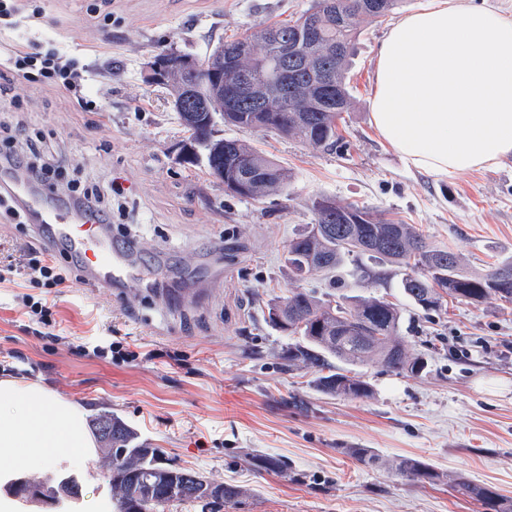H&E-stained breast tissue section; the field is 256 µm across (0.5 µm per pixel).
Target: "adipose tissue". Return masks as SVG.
Listing matches in <instances>:
<instances>
[{
	"label": "adipose tissue",
	"instance_id": "ef3b65f1",
	"mask_svg": "<svg viewBox=\"0 0 512 512\" xmlns=\"http://www.w3.org/2000/svg\"><path fill=\"white\" fill-rule=\"evenodd\" d=\"M371 117L391 149L437 179L512 157V13L432 0L391 27ZM87 412L49 389L0 379V477L95 458Z\"/></svg>",
	"mask_w": 512,
	"mask_h": 512
}]
</instances>
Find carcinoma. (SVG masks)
I'll use <instances>...</instances> for the list:
<instances>
[{
  "label": "carcinoma",
  "instance_id": "obj_1",
  "mask_svg": "<svg viewBox=\"0 0 512 512\" xmlns=\"http://www.w3.org/2000/svg\"><path fill=\"white\" fill-rule=\"evenodd\" d=\"M400 0H315L320 40L311 48L314 62L334 75L335 104L323 107L312 96L308 80L301 77L288 90V97L271 99V111L255 113L247 107L236 112H221L227 125L252 128L294 138L316 147H339L336 120L352 106L346 82L348 58L357 36L361 18L378 21L388 16ZM299 19L262 24L224 41V53L248 47L244 56L233 60L246 68H256L273 51L270 35L292 32ZM309 117L300 121L301 116ZM224 152L237 168L260 169L265 175L249 198L259 201L282 191L291 181L287 168L265 153L236 139H224ZM209 172L221 178L227 171L224 156L207 152ZM314 222L291 239L284 262L292 278L307 269V277L337 271L346 259L367 255L397 268L403 294L425 311H437L443 298L478 305L491 295L512 305V260H504L484 274L463 270L460 256L439 247L410 224L385 219L358 205H341L329 197L313 202ZM279 309L281 321L268 318L279 331L299 339L288 349V362H301L319 373L318 387L326 394L368 398L370 386L350 370L332 364L336 359L348 365L376 360L397 374H418L425 369L424 359L409 354L400 336L401 314L398 306L384 297L344 296L332 303L314 298L295 288L286 296H277L267 304ZM99 442L111 450L108 454L107 479L112 492V512H165L171 506L189 504L201 512L208 510L202 474L177 468L166 462L122 418L111 413L99 414L93 422ZM348 453L363 467L373 469L383 460L369 448H350ZM405 480L421 485H435L444 480L420 458H401L392 464ZM69 478L59 474L52 483L40 482L42 495L58 501L59 486ZM461 495L479 502L486 512H512L495 488L463 478L451 480Z\"/></svg>",
  "mask_w": 512,
  "mask_h": 512
}]
</instances>
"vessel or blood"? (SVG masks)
I'll return each instance as SVG.
<instances>
[{"label": "vessel or blood", "mask_w": 512, "mask_h": 512, "mask_svg": "<svg viewBox=\"0 0 512 512\" xmlns=\"http://www.w3.org/2000/svg\"><path fill=\"white\" fill-rule=\"evenodd\" d=\"M19 199L32 215L34 231L48 251L65 253L81 264L87 282L109 288L132 275V267L114 251L107 226L94 216L60 211L43 197L28 192L20 193Z\"/></svg>", "instance_id": "b4317fda"}]
</instances>
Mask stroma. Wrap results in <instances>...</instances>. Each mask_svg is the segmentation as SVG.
Returning <instances> with one entry per match:
<instances>
[{"mask_svg": "<svg viewBox=\"0 0 512 512\" xmlns=\"http://www.w3.org/2000/svg\"><path fill=\"white\" fill-rule=\"evenodd\" d=\"M424 0H401L385 20H359L348 61L353 104L337 121L340 149L233 126L225 136L288 168V188L261 201L232 196L204 165L176 160L184 137L169 91L149 78L158 54L204 58L221 40L285 21L315 0H28L41 27L0 28V46L56 45L87 65L83 100L18 81L0 114L22 111L30 131L58 144L81 181L122 186L112 200V239L152 265L155 287L134 278L114 289H56L53 326L36 336L23 313L22 278L0 284V378L43 384L89 416L108 410L171 464L232 482L240 501L223 512H484L448 484L401 479L390 461L420 457L438 471L496 488L512 504V305L448 303L424 311L390 265L372 279L339 274L295 282L282 263L294 233L314 221L319 197L355 203L415 225L458 253L465 270L512 258V158L492 169L437 180L409 167L371 121L374 60L393 22ZM300 288L318 299L378 295L401 308L400 334L427 369L395 375L357 366L370 397L323 393L314 369L289 364L295 340L267 319V302ZM111 332L124 355L97 358L81 343ZM369 448L386 465L366 469L348 451ZM285 461L287 471L247 463ZM105 454L86 466L62 460L78 499L21 503L20 512H110Z\"/></svg>", "mask_w": 512, "mask_h": 512, "instance_id": "obj_1", "label": "stroma"}]
</instances>
